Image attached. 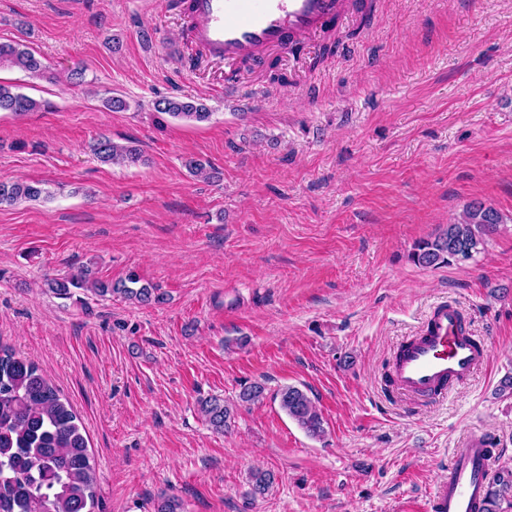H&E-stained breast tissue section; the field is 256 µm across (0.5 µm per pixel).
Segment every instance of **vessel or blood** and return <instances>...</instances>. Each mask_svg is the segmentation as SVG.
<instances>
[{"label":"vessel or blood","mask_w":512,"mask_h":512,"mask_svg":"<svg viewBox=\"0 0 512 512\" xmlns=\"http://www.w3.org/2000/svg\"><path fill=\"white\" fill-rule=\"evenodd\" d=\"M370 7L371 0H187V36L207 57L223 61L225 96L253 99L258 91L244 83L242 65L258 68L298 45L314 47L321 35ZM485 361L486 345L462 311L441 302L419 333L399 346L387 385L409 399L435 401L470 380ZM493 459L488 437L466 436L425 512H481Z\"/></svg>","instance_id":"vessel-or-blood-1"}]
</instances>
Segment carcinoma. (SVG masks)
<instances>
[{
  "label": "carcinoma",
  "mask_w": 512,
  "mask_h": 512,
  "mask_svg": "<svg viewBox=\"0 0 512 512\" xmlns=\"http://www.w3.org/2000/svg\"><path fill=\"white\" fill-rule=\"evenodd\" d=\"M9 65L30 73H43L41 60L20 43L0 42V66ZM154 110L174 118L203 122L209 109L186 98L161 97ZM39 104L15 93L0 83V110L24 114ZM92 155L104 164L133 166L145 162L136 145H121L100 136L89 145ZM187 169L195 176L216 177L210 165L190 158ZM44 193L42 183L0 181V204L37 200ZM501 223L498 212L481 203L467 205L461 217L434 236L419 241L411 259L423 267L451 265L460 258L469 259L484 245L485 237ZM128 282L112 285L90 279V270H80L69 277L47 278L44 285L58 296L70 295V289H86L100 297L120 295L141 304L158 303L163 294L153 285ZM266 396V387L253 382L239 394L243 403H255ZM279 406L310 437L325 434L324 421L312 399L295 386L280 388L274 395ZM201 411L214 430L229 427L233 408L218 397L201 402ZM98 477L88 450L86 435L77 423L71 405L62 400L60 391L39 366L0 346V512H95ZM274 483L271 472H251L253 498L265 495ZM512 505V469L503 468L487 483L484 512H500L502 501Z\"/></svg>",
  "instance_id": "cac0c4a2"
}]
</instances>
